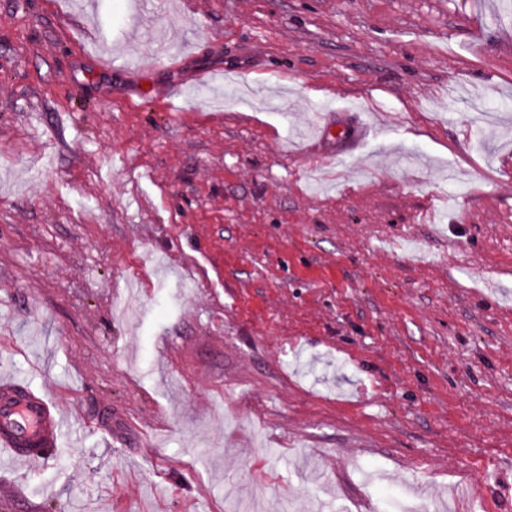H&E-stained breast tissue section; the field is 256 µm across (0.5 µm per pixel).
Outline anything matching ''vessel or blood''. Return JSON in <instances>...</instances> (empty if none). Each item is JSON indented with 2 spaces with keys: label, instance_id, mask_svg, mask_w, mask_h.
I'll return each mask as SVG.
<instances>
[{
  "label": "vessel or blood",
  "instance_id": "vessel-or-blood-1",
  "mask_svg": "<svg viewBox=\"0 0 512 512\" xmlns=\"http://www.w3.org/2000/svg\"><path fill=\"white\" fill-rule=\"evenodd\" d=\"M61 424L46 393L0 376V451L34 464L47 462L58 444Z\"/></svg>",
  "mask_w": 512,
  "mask_h": 512
}]
</instances>
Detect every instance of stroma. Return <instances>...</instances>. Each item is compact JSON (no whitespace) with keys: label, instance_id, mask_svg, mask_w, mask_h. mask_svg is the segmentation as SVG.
I'll return each instance as SVG.
<instances>
[{"label":"stroma","instance_id":"obj_1","mask_svg":"<svg viewBox=\"0 0 512 512\" xmlns=\"http://www.w3.org/2000/svg\"><path fill=\"white\" fill-rule=\"evenodd\" d=\"M1 374L0 512H512V0H0ZM61 424L55 402L46 393L0 376V451L34 464L48 462Z\"/></svg>","mask_w":512,"mask_h":512}]
</instances>
